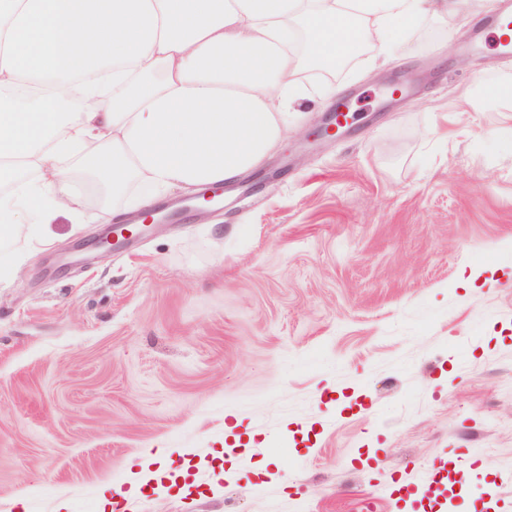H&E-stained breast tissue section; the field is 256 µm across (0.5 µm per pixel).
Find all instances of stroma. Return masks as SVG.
Returning <instances> with one entry per match:
<instances>
[{
    "mask_svg": "<svg viewBox=\"0 0 512 512\" xmlns=\"http://www.w3.org/2000/svg\"><path fill=\"white\" fill-rule=\"evenodd\" d=\"M430 17L307 81L248 185L105 259L59 217L0 265V512H415L453 448L447 512H512V75L492 29ZM412 83L399 101L380 83Z\"/></svg>",
    "mask_w": 512,
    "mask_h": 512,
    "instance_id": "stroma-1",
    "label": "stroma"
}]
</instances>
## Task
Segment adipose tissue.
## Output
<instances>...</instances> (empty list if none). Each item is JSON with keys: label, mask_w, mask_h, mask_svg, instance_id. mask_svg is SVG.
<instances>
[{"label": "adipose tissue", "mask_w": 512, "mask_h": 512, "mask_svg": "<svg viewBox=\"0 0 512 512\" xmlns=\"http://www.w3.org/2000/svg\"><path fill=\"white\" fill-rule=\"evenodd\" d=\"M460 0H0V248L256 169L340 67Z\"/></svg>", "instance_id": "adipose-tissue-1"}]
</instances>
